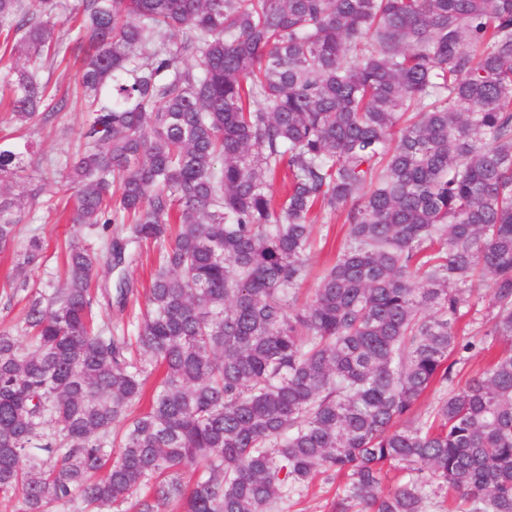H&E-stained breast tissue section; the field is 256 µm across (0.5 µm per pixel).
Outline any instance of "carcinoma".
<instances>
[{"mask_svg": "<svg viewBox=\"0 0 512 512\" xmlns=\"http://www.w3.org/2000/svg\"><path fill=\"white\" fill-rule=\"evenodd\" d=\"M65 22L87 45L84 146L30 171L1 140L0 182L34 201L61 177L109 267L115 224L160 248L134 335L97 324V299L132 290L95 285L75 240L64 286L0 331V495L281 512L321 475L344 480L332 512H512V0H0L20 129L68 107L42 81ZM316 211L346 240L303 298ZM20 221L0 193V253ZM43 250L15 251L14 278Z\"/></svg>", "mask_w": 512, "mask_h": 512, "instance_id": "cac0c4a2", "label": "carcinoma"}]
</instances>
